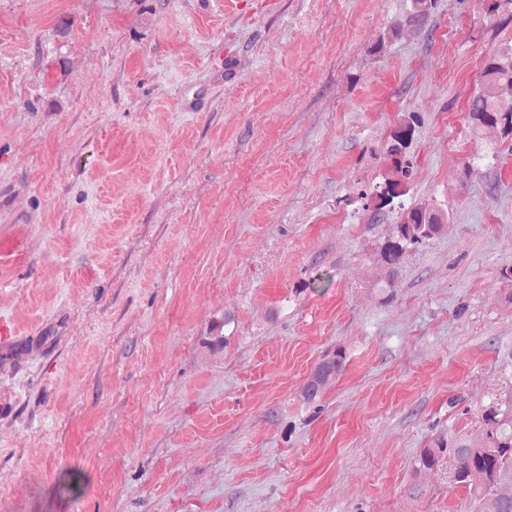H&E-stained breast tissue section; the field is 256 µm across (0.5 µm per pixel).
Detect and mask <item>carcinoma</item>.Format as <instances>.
Returning a JSON list of instances; mask_svg holds the SVG:
<instances>
[{
	"instance_id": "carcinoma-1",
	"label": "carcinoma",
	"mask_w": 512,
	"mask_h": 512,
	"mask_svg": "<svg viewBox=\"0 0 512 512\" xmlns=\"http://www.w3.org/2000/svg\"><path fill=\"white\" fill-rule=\"evenodd\" d=\"M484 2L485 24L494 27L512 21V0ZM439 7V0H404L397 18L374 43L373 52H384L406 28L431 37L428 24ZM466 122L473 135L493 127L500 131L501 137L512 139V51L486 60L479 74V90L469 100ZM421 125L419 112L397 114L382 144L388 164L381 180L358 194L363 210L371 212L376 222L397 213L391 234L375 248L373 255L382 271L381 284L388 288L398 277L407 251L447 230L448 212L436 207L413 206L407 200L415 167L414 142ZM497 158V145L488 144L483 153L465 159L466 174H482ZM385 188L396 191L392 201L370 206V200L381 196ZM346 359L342 348L322 355L300 390L299 397L304 404L312 406L319 401L322 392L342 376ZM445 453L454 461V482L469 492L470 512H512V495L499 493L501 485H512V388L494 395L474 432L452 438L437 436L422 450L419 463L431 468Z\"/></svg>"
}]
</instances>
